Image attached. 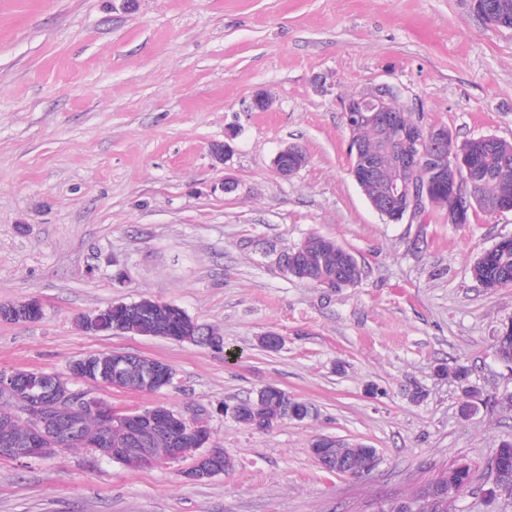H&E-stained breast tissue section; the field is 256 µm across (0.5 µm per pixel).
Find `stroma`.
Listing matches in <instances>:
<instances>
[{"label":"stroma","instance_id":"1","mask_svg":"<svg viewBox=\"0 0 512 512\" xmlns=\"http://www.w3.org/2000/svg\"><path fill=\"white\" fill-rule=\"evenodd\" d=\"M381 83L453 138L512 141V29L472 0H0V304L43 306L37 321L0 322V370L63 376L112 350L166 362L174 386L92 393L204 413L232 462L193 483L188 458H0V512H380L461 462L476 482L448 512H512L486 470L512 441V407L498 402L512 370L491 351L512 288L470 274L512 237V212L376 214L350 173L343 104ZM259 92L267 111L252 108ZM224 141L222 163L212 147ZM289 144L307 163L284 178L273 159ZM312 234L354 254L355 286L283 271ZM142 296L218 329L223 348L77 325ZM267 331L277 350L259 346ZM267 385L312 415L260 432L226 413ZM320 436L371 446L379 462L326 471L311 453Z\"/></svg>","mask_w":512,"mask_h":512}]
</instances>
